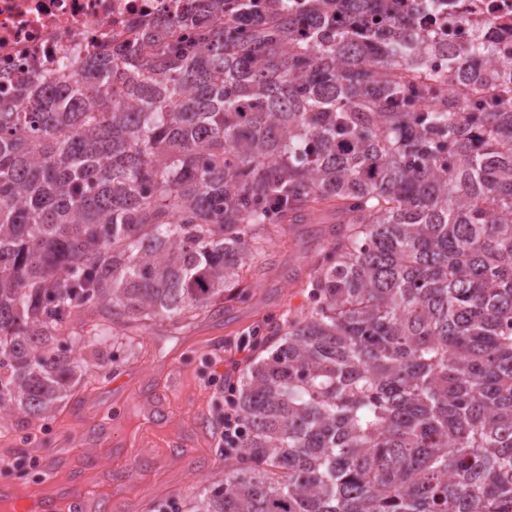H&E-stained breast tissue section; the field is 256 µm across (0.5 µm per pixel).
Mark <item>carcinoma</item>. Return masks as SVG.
Returning a JSON list of instances; mask_svg holds the SVG:
<instances>
[{
  "label": "carcinoma",
  "mask_w": 512,
  "mask_h": 512,
  "mask_svg": "<svg viewBox=\"0 0 512 512\" xmlns=\"http://www.w3.org/2000/svg\"><path fill=\"white\" fill-rule=\"evenodd\" d=\"M232 9L189 50L93 57L0 108V429L89 362L81 313L182 321L282 224L333 208L310 305L236 392V466L193 512H512V55L430 65L435 0Z\"/></svg>",
  "instance_id": "cac0c4a2"
}]
</instances>
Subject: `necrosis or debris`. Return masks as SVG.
<instances>
[{
  "instance_id": "4bbe7bcc",
  "label": "necrosis or debris",
  "mask_w": 512,
  "mask_h": 512,
  "mask_svg": "<svg viewBox=\"0 0 512 512\" xmlns=\"http://www.w3.org/2000/svg\"><path fill=\"white\" fill-rule=\"evenodd\" d=\"M195 7L194 0H0V84L72 76L90 55L129 45L146 30L167 33ZM419 23L452 45L479 31L495 35V54L481 60L486 71L512 53L499 37L512 24V0H456L451 15L428 11Z\"/></svg>"
}]
</instances>
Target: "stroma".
I'll return each instance as SVG.
<instances>
[{"mask_svg": "<svg viewBox=\"0 0 512 512\" xmlns=\"http://www.w3.org/2000/svg\"><path fill=\"white\" fill-rule=\"evenodd\" d=\"M331 221L319 212L285 226L255 258L264 276L245 300L225 301L223 312L178 330L160 318L119 330L115 346L132 354L115 373L91 369L36 439L19 417L0 431V485L25 501L91 489L119 512H160L170 502L189 512L198 491L235 458L221 440L224 384L242 375L230 360L255 331L308 306L307 264L325 245ZM182 440L189 452L179 449ZM50 472L51 488L44 483Z\"/></svg>", "mask_w": 512, "mask_h": 512, "instance_id": "stroma-1", "label": "stroma"}]
</instances>
